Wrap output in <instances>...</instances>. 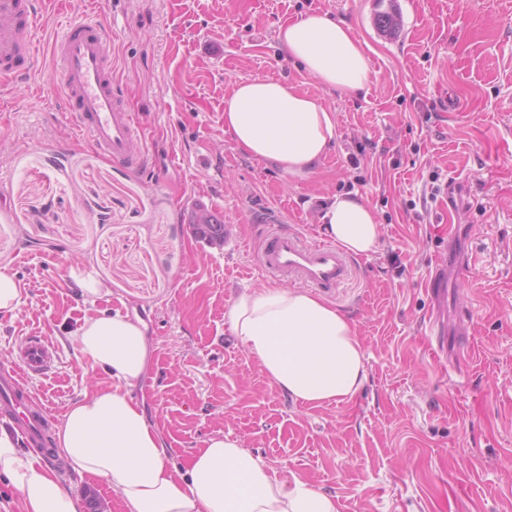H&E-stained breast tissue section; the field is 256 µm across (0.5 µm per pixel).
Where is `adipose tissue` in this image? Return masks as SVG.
<instances>
[{"label":"adipose tissue","mask_w":512,"mask_h":512,"mask_svg":"<svg viewBox=\"0 0 512 512\" xmlns=\"http://www.w3.org/2000/svg\"><path fill=\"white\" fill-rule=\"evenodd\" d=\"M277 38L319 85L340 96L365 90L372 71L361 41L345 22L312 13L280 25ZM224 132L252 158L304 179L316 173L337 138L336 114L297 85L273 79L237 81L224 99ZM321 232L354 255L377 251L380 225L353 194L329 198ZM231 336L288 397L310 406L351 402L368 371L357 326L321 296L302 289H241L224 316ZM112 385L71 402L56 434L59 454L79 475L106 483L126 512H337L333 496L298 476L278 479L241 442L219 434L185 465L175 464L131 387L144 377L151 351L143 324L127 315L84 320L69 336ZM21 512H84L41 456L0 427V477Z\"/></svg>","instance_id":"1"}]
</instances>
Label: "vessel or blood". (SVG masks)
Masks as SVG:
<instances>
[{
  "mask_svg": "<svg viewBox=\"0 0 512 512\" xmlns=\"http://www.w3.org/2000/svg\"><path fill=\"white\" fill-rule=\"evenodd\" d=\"M57 0H0V79L25 76L34 66L38 47L30 32L38 15L57 14ZM52 53L62 72L67 109L75 127L88 143L110 160L138 168L133 153L138 137L133 112L114 93L112 52L91 17L70 20L52 43ZM269 226L258 250V264L268 276L285 279L329 295L350 280L354 263L335 243L307 241L276 224L266 214ZM53 363L48 346L40 337H30L18 365L0 370V408L24 443L51 456L46 426V406H33L29 376L46 372Z\"/></svg>",
  "mask_w": 512,
  "mask_h": 512,
  "instance_id": "b4317fda",
  "label": "vessel or blood"
}]
</instances>
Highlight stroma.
<instances>
[{
	"mask_svg": "<svg viewBox=\"0 0 512 512\" xmlns=\"http://www.w3.org/2000/svg\"><path fill=\"white\" fill-rule=\"evenodd\" d=\"M396 8L397 35L378 13ZM112 44L113 84L137 116V170L74 130L50 55L0 81V266L22 304L0 313V366L27 337L54 350L28 381L62 421L112 378L72 349L86 317L132 314L153 344L132 390L173 458L218 434L239 439L273 476L297 475L338 512H512V0H95ZM323 12L351 26L373 72L359 95L320 87L287 60L279 25ZM294 83L337 118L336 145L306 179L240 151L224 132L239 78ZM356 192L376 211L379 248L355 259L331 302L357 324L368 379L350 404L309 407L280 392L229 336L235 292L270 279L257 251L266 225L320 239L328 198ZM203 205L233 231L211 245L190 214ZM448 267L447 302L424 282ZM108 293L85 302L72 271ZM441 310L448 362L429 352ZM61 483L87 512H124L105 484Z\"/></svg>",
	"mask_w": 512,
	"mask_h": 512,
	"instance_id": "stroma-1",
	"label": "stroma"
}]
</instances>
